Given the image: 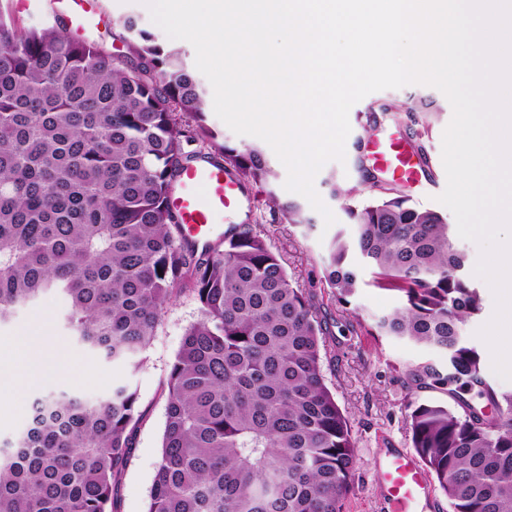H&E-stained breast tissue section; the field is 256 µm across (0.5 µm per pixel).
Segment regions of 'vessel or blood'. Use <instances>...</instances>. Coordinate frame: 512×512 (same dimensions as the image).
I'll list each match as a JSON object with an SVG mask.
<instances>
[{
  "label": "vessel or blood",
  "instance_id": "obj_1",
  "mask_svg": "<svg viewBox=\"0 0 512 512\" xmlns=\"http://www.w3.org/2000/svg\"><path fill=\"white\" fill-rule=\"evenodd\" d=\"M71 23L81 26L96 14V0H64ZM375 166L393 181H419L424 169L404 137H388L371 147ZM242 180L213 159L183 165L176 176L169 206L182 239L198 248L212 247L224 235V215L247 208ZM375 477L385 503L400 512H416L434 501L431 479L417 455L407 448H388L375 463Z\"/></svg>",
  "mask_w": 512,
  "mask_h": 512
}]
</instances>
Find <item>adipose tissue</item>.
<instances>
[{
    "instance_id": "ef3b65f1",
    "label": "adipose tissue",
    "mask_w": 512,
    "mask_h": 512,
    "mask_svg": "<svg viewBox=\"0 0 512 512\" xmlns=\"http://www.w3.org/2000/svg\"><path fill=\"white\" fill-rule=\"evenodd\" d=\"M70 364L69 355L62 344L45 346L40 325L23 331L9 347L0 348V368L12 366L20 381L54 375Z\"/></svg>"
}]
</instances>
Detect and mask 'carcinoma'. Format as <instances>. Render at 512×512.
Here are the masks:
<instances>
[{"instance_id": "cac0c4a2", "label": "carcinoma", "mask_w": 512, "mask_h": 512, "mask_svg": "<svg viewBox=\"0 0 512 512\" xmlns=\"http://www.w3.org/2000/svg\"><path fill=\"white\" fill-rule=\"evenodd\" d=\"M118 58L61 24L21 30L0 8V323L48 292L63 330L100 360L142 364L166 305L190 291L201 316L166 378L162 451L147 512H342L356 460L349 421L325 384L324 322L282 258L247 224L204 251L168 207L185 145L214 138L203 90L181 59L138 31ZM245 182L274 176L262 149L224 144ZM290 224L300 203L274 199ZM323 279L357 288L356 251L375 286L403 294L376 331L440 362L409 372L444 401L409 405L411 445L450 512H512V392L486 379L461 327L481 306L446 219L405 195L348 206ZM137 391L38 398L0 448V512H116L140 421Z\"/></svg>"}]
</instances>
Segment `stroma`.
Listing matches in <instances>:
<instances>
[{
	"mask_svg": "<svg viewBox=\"0 0 512 512\" xmlns=\"http://www.w3.org/2000/svg\"><path fill=\"white\" fill-rule=\"evenodd\" d=\"M11 11L18 26L39 28L55 24L58 13L53 0H0ZM100 22L84 30L85 38L103 45L115 54L125 53L121 20L134 18L139 28L152 33L157 42L183 52L187 64H194L196 52L191 43L169 39L150 18L143 0H100ZM420 85L385 89L368 94L354 104L349 112L351 131L346 140L344 162H328L315 178V188L332 210L336 221L325 226L321 214H314L313 226L288 223L271 201L272 196L289 198L284 187L287 171L279 159H272L275 176L271 181L248 183L253 200L251 208L226 214L225 223L250 222L254 232L267 239L280 254L295 287L309 292L318 313L327 322L323 336L322 368L327 385L345 410L357 446V461L353 471V487L344 512H388L374 481L377 456L386 447L407 448L411 445L407 406L410 402L441 399L439 391L412 387L408 379L410 366L432 360L433 354L411 343L391 337L367 334L366 326L401 303L398 292L371 286L370 271L352 257L361 283L348 301L334 298L321 283L324 260L337 236L349 235L350 226L346 205H361L377 198L370 180L359 171L356 161L366 154V143L384 139L392 134H408L420 119L413 112V99L422 93ZM435 113L423 139L429 159L430 178L415 183H401L403 194L411 205L446 213L438 200L447 183L442 162V135L452 118V107L441 91L432 93ZM394 105L395 115L381 119L377 129H370L372 108L381 102ZM351 190L350 200L334 198L331 185ZM482 298L481 311L470 318L464 328L465 336L473 339L481 355L487 379L498 391H512V380L500 377L491 366V352L476 332L492 317L495 299L489 284L476 279ZM63 307L55 294L43 295L37 305L17 311L6 324L0 325V344L45 317L47 342L62 338L57 316ZM200 317L199 304L191 293L184 292L167 306L156 334L144 354L139 370L121 363L106 362L92 357L81 344L71 341L68 352L74 362L69 378L34 379L18 386L8 411H0V442L22 430L31 415L33 400L45 393L66 390L88 398L96 397L113 386L127 384L136 388L140 422L135 448L124 471L117 499L118 512H146L150 488L161 455L162 435L166 419L164 384L172 362L179 351L186 328Z\"/></svg>",
	"mask_w": 512,
	"mask_h": 512,
	"instance_id": "stroma-1",
	"label": "stroma"
}]
</instances>
